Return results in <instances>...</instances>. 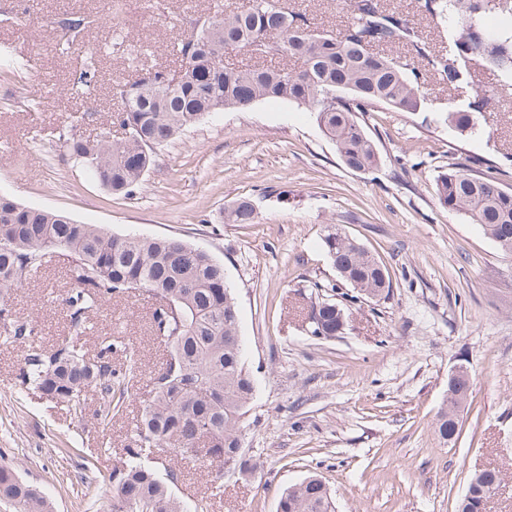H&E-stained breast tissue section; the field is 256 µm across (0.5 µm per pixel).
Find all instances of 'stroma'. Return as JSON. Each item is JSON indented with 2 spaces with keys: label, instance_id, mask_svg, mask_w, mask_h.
Listing matches in <instances>:
<instances>
[{
  "label": "stroma",
  "instance_id": "stroma-1",
  "mask_svg": "<svg viewBox=\"0 0 512 512\" xmlns=\"http://www.w3.org/2000/svg\"><path fill=\"white\" fill-rule=\"evenodd\" d=\"M249 3L0 0V195L116 234L177 237L223 264L255 383L242 423L253 470L226 475L215 495L206 471L189 465L170 474L157 453L149 466L187 506L205 498L209 512H277L288 487L316 474L336 512H457L474 471L488 467L504 480L486 512H512V256L435 194L437 175L458 162L512 188V97L459 135L444 121L457 105L453 91L400 44L387 52L416 67L426 105L363 115L377 169H348L306 108L263 101L209 114L156 149L130 197L111 194L70 158L61 132L89 135L109 124L111 83L171 64L195 18ZM285 3L325 32L352 21L344 0ZM383 5L414 17L430 45L447 41V23L425 16L420 0ZM76 13L92 23L67 45L57 22ZM87 70L97 79L92 112L81 97L60 94ZM240 200L254 204L253 223H227ZM330 224L382 260L392 288L379 301L345 302L344 333L318 339L304 320L313 284L348 289L323 248ZM69 288L56 254L9 298L37 334L25 343L0 338V464L53 512H103L139 401L126 400L122 419L104 427L92 416L97 396L78 419L16 386L31 348L67 335ZM151 312L143 297L107 302L89 323V353L120 339L139 354L143 391L165 357ZM460 366L471 392L458 437L444 443L436 415Z\"/></svg>",
  "mask_w": 512,
  "mask_h": 512
}]
</instances>
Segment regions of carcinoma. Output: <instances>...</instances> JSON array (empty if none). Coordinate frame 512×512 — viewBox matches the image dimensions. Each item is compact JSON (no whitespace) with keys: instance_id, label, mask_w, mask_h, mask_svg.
Wrapping results in <instances>:
<instances>
[{"instance_id":"1","label":"carcinoma","mask_w":512,"mask_h":512,"mask_svg":"<svg viewBox=\"0 0 512 512\" xmlns=\"http://www.w3.org/2000/svg\"><path fill=\"white\" fill-rule=\"evenodd\" d=\"M264 7L217 11L195 19L177 48L175 67L136 73L112 85L115 128L89 139L66 132L68 152L113 194H130L153 162L154 150L218 110L247 109L260 101L306 107L335 143L353 171L378 167L376 147L359 115L379 108L419 112L426 97L416 68L371 51L380 44L405 43L467 101L448 112L460 133L475 129L499 91L512 87V0H423L422 12L448 21V43L430 50L407 17L383 9L381 0H346L354 22L339 35L324 34L282 0H260ZM257 44L254 65H224V49ZM302 60L299 67L288 59ZM483 67L497 78L493 86L474 82ZM439 204L463 212L508 256H512V191L491 176L451 166L436 180ZM228 221L251 224L255 212L241 201ZM336 273L368 298L389 293L392 282L382 261L340 226L330 224L322 238ZM56 251L66 257L65 275L73 288L65 298L73 335L51 349L34 348L24 358L22 388L82 412L89 392L100 400L95 419L109 425L123 415L125 398L135 394L140 363L125 345L109 343L93 356L86 351L88 320L101 303L149 293L155 300L151 329L167 348L162 367L150 378L131 443L121 468L112 471V508L130 502L140 512L191 511L144 464L157 450L169 451L174 466L191 463L214 473L215 491L224 473H247L241 422L254 394L239 335V315L224 266L208 252L177 238L116 235L95 224H81L49 210L0 196V336L22 342L35 334L31 321L17 316L6 297L37 276ZM306 320L314 336H336L347 325L343 308L326 299L309 302ZM124 362L115 366L112 355ZM469 386L462 377L448 381V397L436 418V432L448 441L459 434L458 402ZM496 469L475 472L458 512H485L500 487ZM0 501L17 512H52L48 500L23 483L14 469L0 466ZM280 512H335L322 478L312 475L282 495Z\"/></svg>"}]
</instances>
